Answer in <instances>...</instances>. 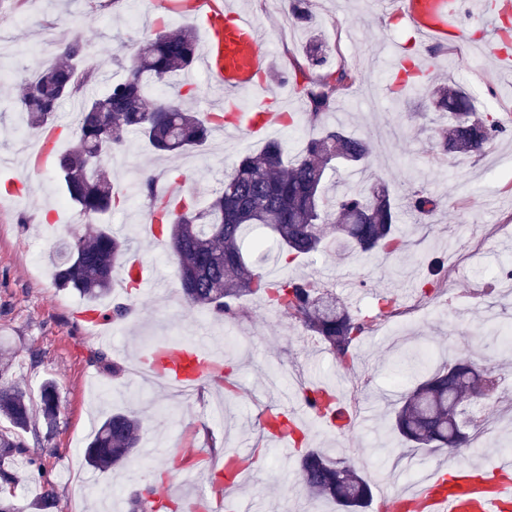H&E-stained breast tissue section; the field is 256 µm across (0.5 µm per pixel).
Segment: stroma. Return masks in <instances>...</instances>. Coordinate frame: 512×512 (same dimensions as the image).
<instances>
[{
    "instance_id": "stroma-1",
    "label": "stroma",
    "mask_w": 512,
    "mask_h": 512,
    "mask_svg": "<svg viewBox=\"0 0 512 512\" xmlns=\"http://www.w3.org/2000/svg\"><path fill=\"white\" fill-rule=\"evenodd\" d=\"M99 2L92 10L86 0H0V43L23 47L8 61L11 80H0V190L24 179L32 188L30 196L0 200V337L12 346L14 379L34 393L44 380H54L61 400L54 430L29 445L30 456L49 472L51 485L20 481L17 497L32 499L47 490L56 501L54 512H95L93 496L82 494L80 483H88L95 493L126 495L139 484L156 480L174 444L206 450L216 439L254 461L241 512H279L285 496L292 498L295 512H337L332 501L303 491L297 450L284 452L262 440L261 409L272 401L295 409L294 394L301 383L357 396L358 413L344 432L304 415L299 421L307 433V448L354 465L375 481L376 500L389 495L380 480L392 473L396 458L433 469L447 465L446 450L411 448L388 434L389 401L413 384L401 355L416 344L429 349L433 364L461 352L481 366L504 372L512 385V349L498 338L499 331L512 329V293L500 287L484 300L474 297L488 283L491 270L512 262V131L478 160L437 155L430 144L438 114L419 103L397 105L391 90L397 61L410 54L431 83L455 82L474 95L479 110H512V69L503 68L500 61L503 34L482 29L486 0H466L467 19L458 37L439 45L413 32L388 0H311L313 32L327 46L329 67L344 64L361 74L360 83L340 98L324 123L368 138L376 146L371 169L343 170L342 179L362 187L382 180L398 198L409 187L424 184L439 201L438 209L425 219L403 218L407 246L398 254L364 257L332 247L286 266L266 265L269 277L316 279L350 301L353 311L375 317L377 332L358 342V357L347 371L287 315L269 306L264 294L243 297L249 316L235 324L188 307L170 247L146 235L147 208L137 198L112 212L107 221L128 238L135 255L154 265L160 285L132 298L114 286L113 296L130 298L135 312L113 324L109 345H102L79 319V296L55 287L48 258L56 244L67 239L66 228L76 224L77 217L73 209H57L63 192L50 172L27 174L20 147L37 135L19 128L15 109L22 80L47 63L35 48L51 25L64 36H78L89 44L88 64L99 76L96 92L125 76L114 56L122 43L145 33L142 0ZM224 2L258 22L274 72L263 88L240 95L241 108L249 109L258 96L286 99L297 126H277L271 135L299 151L312 133L295 82L296 66L304 57V30L289 22L288 0ZM264 143L261 137L245 141L229 133L209 137L192 157H164L133 135L126 150L112 160V179L120 184L142 174L169 175L179 169L204 201L238 155L259 150ZM433 256L447 261L442 292L405 320L383 316L378 300L388 291L402 293L404 304L417 301L428 275L427 260ZM150 335L197 338L216 356L231 358L236 394L228 398L205 385L187 399L160 384H144L134 373L135 358ZM101 350L110 364L96 362ZM116 366L121 369L117 375L112 372ZM114 411L142 416L140 443L130 462L100 473L87 466L84 450L95 428Z\"/></svg>"
}]
</instances>
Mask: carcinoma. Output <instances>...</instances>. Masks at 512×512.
<instances>
[{
    "label": "carcinoma",
    "mask_w": 512,
    "mask_h": 512,
    "mask_svg": "<svg viewBox=\"0 0 512 512\" xmlns=\"http://www.w3.org/2000/svg\"><path fill=\"white\" fill-rule=\"evenodd\" d=\"M291 16L299 27L312 20L309 0H292ZM87 45L71 40L54 60L24 79L25 93L16 108L19 125L39 131L55 123L61 101L77 103L69 128L74 147L61 153L55 164L66 197L78 214L96 219L121 205L108 163L123 151L127 136L139 133L160 155H188L202 146L211 131L224 123L226 113L202 115L184 107L197 88L182 89L170 79L189 70L197 57L192 29L176 32L165 26L150 31L135 43L131 55L135 69L97 94L92 84L97 74L79 70ZM307 72L301 93L309 103V122L315 124L336 106L340 91L356 81V74L340 67H326V48L310 35L305 50ZM397 71L407 74L392 90L397 98L429 102L448 115V123L434 130L433 149L448 157H480L504 135L509 124L495 112H481L473 96L461 87L432 85L424 76L409 75L408 59L402 57ZM160 85L172 86L175 97L152 105L149 94ZM111 116L112 137L103 134L102 119ZM373 155L371 141L344 129H322L304 140L298 157L288 163L287 144L271 140L257 152H244L213 192L200 205L184 200L176 222H169V207L158 190L157 178L145 177L133 186L131 196L144 200L159 232L168 239L180 273L181 289L194 307L212 312L227 323L247 317L240 299L263 292L269 302L319 340L343 365L354 362L357 343L374 331V318L353 312L332 289L310 279H267L261 265L249 260L245 232L259 226L278 244L274 261L315 256L332 243L340 248L371 255L396 254L405 247L397 224V205L388 187L378 182L364 191L339 181L338 164L366 166ZM406 208L428 216L438 200L427 186H412L405 195ZM129 245L112 228L90 224L54 251V283L73 290L88 303L112 294L118 269L128 267L129 286L135 285L134 266L125 255ZM434 279L420 288L428 297L445 280L444 263L430 261ZM419 380L401 393L393 410L392 430L414 448H454L472 443V428L465 403L477 395L484 381H493L495 371L460 354L452 362L434 366L419 347L409 357ZM12 353L0 338V460L22 457L35 480L46 478L38 459L28 455L27 436L39 439L50 434L60 414L56 384L42 382L38 404L31 392L10 376ZM142 431L141 418L117 411L99 425L85 449V461L94 470L106 472L129 460ZM299 473L310 495L334 500L343 512H363L372 501L369 480L342 458L312 450L300 459ZM157 489L145 484L124 501L125 512H153L165 504L154 500ZM55 507L46 492L30 502L16 495L0 498V512H50Z\"/></svg>",
    "instance_id": "1"
}]
</instances>
